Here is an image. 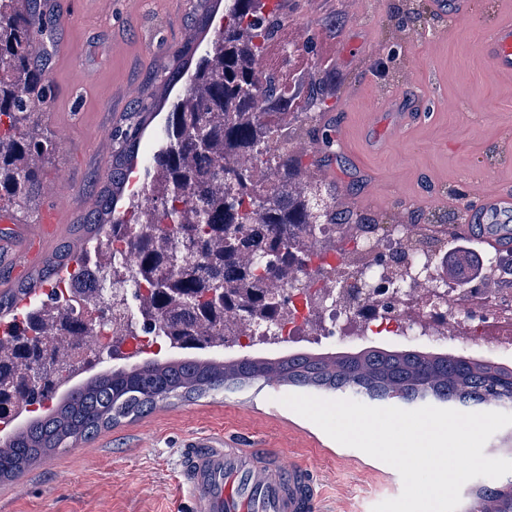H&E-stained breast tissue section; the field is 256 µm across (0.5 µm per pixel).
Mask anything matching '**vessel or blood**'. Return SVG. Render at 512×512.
Returning <instances> with one entry per match:
<instances>
[{
  "label": "vessel or blood",
  "instance_id": "1",
  "mask_svg": "<svg viewBox=\"0 0 512 512\" xmlns=\"http://www.w3.org/2000/svg\"><path fill=\"white\" fill-rule=\"evenodd\" d=\"M473 0H437L436 9L457 19L473 14ZM480 51L499 74L512 76V16L500 19L481 41ZM66 200L56 199L43 223L30 229L33 241L63 224ZM461 234H476L489 250H512V186L467 200ZM185 472L199 496L200 512H316L318 491L311 469L284 465L268 448H225L211 440L192 443Z\"/></svg>",
  "mask_w": 512,
  "mask_h": 512
}]
</instances>
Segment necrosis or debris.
Returning a JSON list of instances; mask_svg holds the SVG:
<instances>
[{
	"mask_svg": "<svg viewBox=\"0 0 512 512\" xmlns=\"http://www.w3.org/2000/svg\"><path fill=\"white\" fill-rule=\"evenodd\" d=\"M325 230L340 233L345 254L313 252L315 275L295 274L281 281L280 291L291 302L269 332H252L253 345L279 347L303 336L317 317L325 328L357 326L365 338L386 345L412 337L461 346L481 341L495 356H512V291L475 293L469 283L443 280L431 261L419 271L387 262V254L428 241L405 224L395 225L384 242L370 224H329Z\"/></svg>",
	"mask_w": 512,
	"mask_h": 512,
	"instance_id": "4bbe7bcc",
	"label": "necrosis or debris"
}]
</instances>
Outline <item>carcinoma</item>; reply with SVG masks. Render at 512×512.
Masks as SVG:
<instances>
[{"label": "carcinoma", "instance_id": "cac0c4a2", "mask_svg": "<svg viewBox=\"0 0 512 512\" xmlns=\"http://www.w3.org/2000/svg\"><path fill=\"white\" fill-rule=\"evenodd\" d=\"M0 0V202L25 207L38 193L42 171L22 164L50 143L35 136V100L46 97L44 70L33 65L26 45L34 37L36 12L5 14ZM274 11L259 0H233L224 9L216 41L220 56L199 59L187 90L191 105L171 104L154 139L142 141L144 118L129 112L112 130L117 149L111 185L102 193L98 216L81 225L92 233L81 255L62 245L37 277L0 291V400H15L18 412L52 398L79 370L54 357L38 374L34 365L47 339L93 336L96 325L64 308L54 287L62 273L98 304L106 282L127 284L140 299L142 332L163 336L180 349H207L209 342L255 327V317L273 325L290 298L268 296V277L286 279L308 267L307 242L336 214L292 190L297 158L276 156L269 143L288 136L293 93L272 74L253 67L276 32ZM153 173L158 186L151 221H112L119 194L130 178ZM148 288L141 294L140 288ZM224 296L210 299L213 290ZM128 310V296L113 301ZM348 391L353 398L409 403L432 397L463 406L494 400L512 408V366L488 358L407 348L365 347L357 351L278 358L243 356L231 361L175 359L113 369L69 388L58 403L5 436L0 484L11 482L44 457L137 418L171 398L194 399L226 385L253 380ZM512 512V483L480 490L465 512Z\"/></svg>", "mask_w": 512, "mask_h": 512}]
</instances>
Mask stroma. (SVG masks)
Wrapping results in <instances>:
<instances>
[{
    "mask_svg": "<svg viewBox=\"0 0 512 512\" xmlns=\"http://www.w3.org/2000/svg\"><path fill=\"white\" fill-rule=\"evenodd\" d=\"M469 20L441 18L434 0H281L279 26L254 60L302 94L282 151L301 162L294 185L320 190L347 223L438 224L447 247L467 195L512 185V167L491 166L490 149L512 133V79L484 60L480 42L512 0H474ZM45 33L40 59L51 93L41 103L39 158L44 183L57 184L73 207L54 237L99 210L111 181L112 142L102 136L123 112L145 106L153 136L170 100L166 78L184 47L209 43L224 23H195L199 0H40ZM139 87L125 98L127 84ZM395 97L421 105L423 117L388 137L379 151L363 143L373 104ZM69 127L68 140L57 134ZM311 151H302L304 143ZM334 159L331 173L322 163ZM285 383L256 381L195 399H171L124 419L94 439L51 455L0 486V512H196L183 474V445L201 437L227 448H272L284 464L312 465L326 512H372L402 491L399 473L340 445L281 404Z\"/></svg>",
    "mask_w": 512,
    "mask_h": 512,
    "instance_id": "35a3bbf8",
    "label": "stroma"
}]
</instances>
